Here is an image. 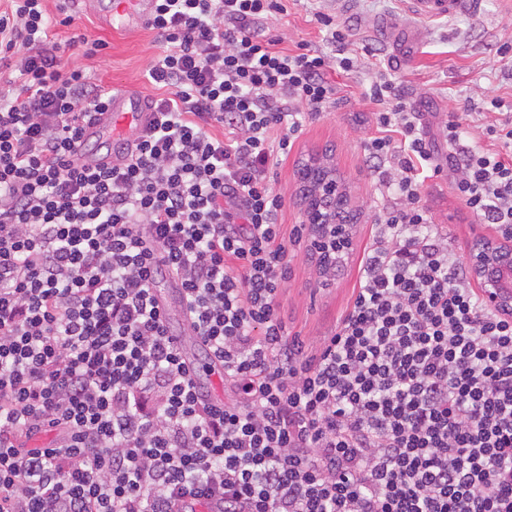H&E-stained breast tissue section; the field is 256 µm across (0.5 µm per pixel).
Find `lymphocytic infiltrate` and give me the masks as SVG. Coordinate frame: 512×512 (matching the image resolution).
<instances>
[{
    "instance_id": "1",
    "label": "lymphocytic infiltrate",
    "mask_w": 512,
    "mask_h": 512,
    "mask_svg": "<svg viewBox=\"0 0 512 512\" xmlns=\"http://www.w3.org/2000/svg\"><path fill=\"white\" fill-rule=\"evenodd\" d=\"M47 2L0 9V512H512V318L421 202L423 172H449L512 238V120L469 146L454 113L431 137L388 74L360 86L369 171L398 200L310 348L279 315L270 172L353 59L261 34L281 0H155V119L127 163L93 169L83 130L111 91L62 54L106 43ZM167 276L236 400L183 359Z\"/></svg>"
}]
</instances>
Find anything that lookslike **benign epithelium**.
<instances>
[{"label": "benign epithelium", "mask_w": 512, "mask_h": 512, "mask_svg": "<svg viewBox=\"0 0 512 512\" xmlns=\"http://www.w3.org/2000/svg\"><path fill=\"white\" fill-rule=\"evenodd\" d=\"M306 224L315 249L325 261H333L332 254H350L353 243L344 225L323 212L317 201L306 208ZM471 275L481 288L484 305L503 317L512 315V245L505 239L481 238L467 250Z\"/></svg>", "instance_id": "1"}]
</instances>
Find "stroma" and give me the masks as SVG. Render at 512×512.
<instances>
[{
	"instance_id": "35a3bbf8",
	"label": "stroma",
	"mask_w": 512,
	"mask_h": 512,
	"mask_svg": "<svg viewBox=\"0 0 512 512\" xmlns=\"http://www.w3.org/2000/svg\"><path fill=\"white\" fill-rule=\"evenodd\" d=\"M284 5L285 12L269 19L268 34L283 37L291 49L308 43L330 53L334 47L326 41V30L316 21V13L351 26L342 53L354 59L357 69L337 74V82L354 85L389 70L404 90L407 103L423 112L429 126H437L446 113L465 112L469 115L468 137L478 142L491 99L512 101V58L498 53L500 47L512 46V0H481L474 15L418 20L424 36L399 58L376 29L377 21L384 17L405 21L399 0H284ZM81 24L89 36L103 37L107 47L90 59L77 51L65 55V63L83 66L92 79L106 85H130L151 94L144 73L158 51L154 32L140 27L103 35L87 15L82 16ZM362 110V104L353 100L307 118L291 151L272 172L274 188L284 195L279 222L287 236L303 222L299 170L309 158L331 153L350 195L353 252L335 283L318 285L315 264L307 254L308 240L289 246V278L281 295L280 314L288 334L309 346L334 328L347 306L361 275L364 249L376 232L378 214L394 201L393 192L379 190L367 170L364 142L370 128L362 119ZM421 197L434 223L448 227L456 252H464L473 239L495 237V230L479 223L456 198L446 176L426 180Z\"/></svg>"
}]
</instances>
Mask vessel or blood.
I'll return each mask as SVG.
<instances>
[{
	"label": "vessel or blood",
	"instance_id": "vessel-or-blood-1",
	"mask_svg": "<svg viewBox=\"0 0 512 512\" xmlns=\"http://www.w3.org/2000/svg\"><path fill=\"white\" fill-rule=\"evenodd\" d=\"M87 13L95 16L101 27L115 25L138 27L145 24L154 12V0H82ZM408 15L435 20L475 9L476 0H403ZM377 27L385 39L394 46L419 40V33L411 25L396 24L392 19L378 21ZM153 119L145 97L124 88L112 91L108 109L98 120L86 128L85 138L113 140L122 144V151L113 153V164L126 161L125 149L144 133Z\"/></svg>",
	"mask_w": 512,
	"mask_h": 512
}]
</instances>
